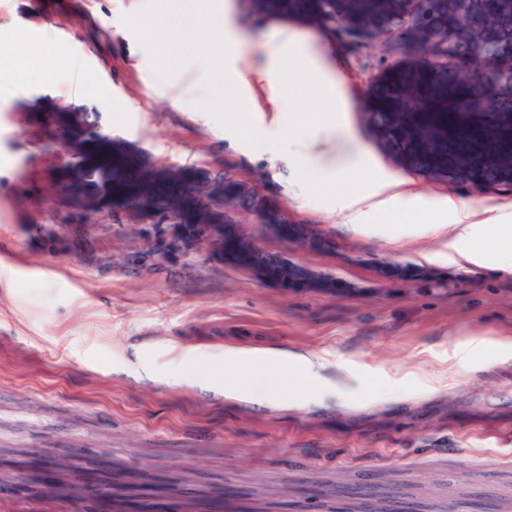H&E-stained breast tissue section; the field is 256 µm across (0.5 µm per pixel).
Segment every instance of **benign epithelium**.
<instances>
[{
    "label": "benign epithelium",
    "mask_w": 512,
    "mask_h": 512,
    "mask_svg": "<svg viewBox=\"0 0 512 512\" xmlns=\"http://www.w3.org/2000/svg\"><path fill=\"white\" fill-rule=\"evenodd\" d=\"M333 0L336 25L344 34L396 36L410 47L402 64L381 73L368 89L364 111L386 112L403 148L399 163L440 182L512 192V0ZM424 112L446 113V124H429ZM246 197L214 198L227 224H207L201 235L250 244L233 213L245 210L264 223L267 197L245 188ZM282 223L266 228L288 248L324 251V237L312 239ZM288 278L255 271L287 288H307L323 275L280 256Z\"/></svg>",
    "instance_id": "obj_1"
}]
</instances>
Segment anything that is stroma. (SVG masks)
Here are the masks:
<instances>
[{
	"instance_id": "obj_1",
	"label": "stroma",
	"mask_w": 512,
	"mask_h": 512,
	"mask_svg": "<svg viewBox=\"0 0 512 512\" xmlns=\"http://www.w3.org/2000/svg\"><path fill=\"white\" fill-rule=\"evenodd\" d=\"M145 11V0H0V40L20 36L37 49L35 66L1 64L12 81L0 84V456L39 452L73 486L100 464L112 482H131L135 466L185 485L181 512H199V498L224 489V512H357L353 491L366 484L383 503L420 512H512V271L441 262L427 236L354 231L337 223L322 190L292 198L285 162L237 148L252 117L179 109L170 91L151 90L163 70L180 82L178 56L197 44L183 39L174 55L151 43ZM288 24L336 54L351 130L398 192L480 211L512 206V194L401 166L374 138L365 94L405 59L403 42ZM48 31L72 70L40 48ZM53 106L83 113L153 165L222 174L276 199L333 251L288 248L246 213L237 222L260 249L344 289H287L226 264L173 222L113 213L106 185L83 189L74 204L65 184L80 162L62 126L46 121ZM392 264L427 276L386 278ZM473 339L482 349L460 360L456 345ZM224 344L317 354L321 395L259 404L168 378L178 351ZM425 375L441 387L423 389ZM14 476L0 469V512H83L75 498L13 494ZM313 480L333 495L304 496Z\"/></svg>"
}]
</instances>
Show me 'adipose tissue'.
<instances>
[{
	"label": "adipose tissue",
	"instance_id": "adipose-tissue-1",
	"mask_svg": "<svg viewBox=\"0 0 512 512\" xmlns=\"http://www.w3.org/2000/svg\"><path fill=\"white\" fill-rule=\"evenodd\" d=\"M148 11L159 38L169 35L176 15L185 19L187 29L202 25L208 29L207 44L198 46L190 59L199 75L180 88L174 106L190 103L198 112H256L267 107L270 119L256 122L253 133L273 154L287 158L288 184L296 196L324 189L331 195L338 223L385 237L403 229L436 236L440 255L449 261L461 258L474 265L512 270V209L482 218L450 197L427 199L394 192L391 181L372 170L342 120V112L349 109L348 91L334 62L311 39L274 23L258 55L252 56L245 48L233 0H152ZM214 43L222 44L221 53L211 52ZM303 88L331 101L335 112L293 136L282 137L283 116L293 110L295 94ZM260 91L266 95L262 103L256 97ZM429 213L446 217L452 235L443 236L441 225L424 222ZM490 226L501 234V243L490 251L478 249V241ZM202 362L217 367L207 377L209 384L263 402L278 399L280 379H292L305 389L316 383L320 368L319 357L306 353L197 346L180 351L168 375L175 381L190 380L193 368Z\"/></svg>",
	"mask_w": 512,
	"mask_h": 512
}]
</instances>
